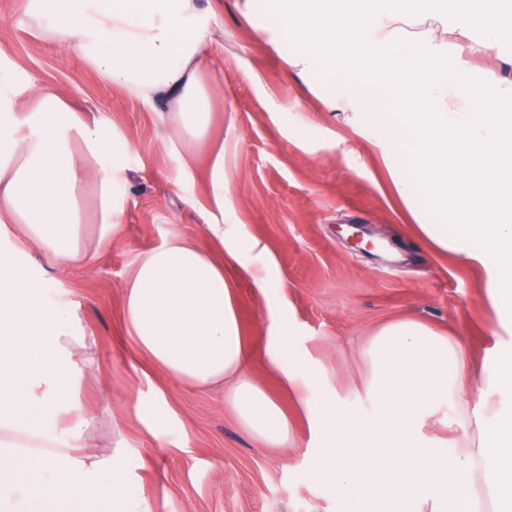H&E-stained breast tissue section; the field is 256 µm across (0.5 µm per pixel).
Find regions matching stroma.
<instances>
[{
	"label": "stroma",
	"mask_w": 512,
	"mask_h": 512,
	"mask_svg": "<svg viewBox=\"0 0 512 512\" xmlns=\"http://www.w3.org/2000/svg\"><path fill=\"white\" fill-rule=\"evenodd\" d=\"M197 6L216 10L224 45L206 49L199 60L204 83L218 94L206 141L190 158L163 146L159 114L173 110V99L145 101L101 82L77 53L40 34L28 0H0V79L17 99L36 85L66 91L131 147L119 229L93 263L64 273L31 267L33 247L11 224L0 226V258L31 268L45 301L73 310L93 336L98 371L80 394L98 419L93 442L108 450L113 427H120L131 445L126 468L133 487L156 501L157 512H338L313 470L311 451L321 440L263 355L247 374L287 412L291 444L285 448L254 440L223 390H200L157 369L127 331L122 285L144 252L180 236L224 255L222 243L208 236L203 213L211 204L210 152L224 150L225 230L256 243L229 272L241 324L260 350L265 302L249 272L266 268L287 285L293 357L326 375V388L308 394L313 403L334 388L345 407L371 413L357 383L366 371L361 348L383 324L422 321L481 359L512 346V316L492 307L481 265L436 250L421 236L414 215L427 213L426 200L419 195L406 206L374 139L361 136L344 112L324 107L323 98L343 93L348 75L285 70L281 57L293 47L279 38L278 22L258 30L260 6L245 8L244 0H197ZM477 40L456 32L448 51L472 78L511 86L512 49L500 40L483 48ZM188 162L196 170L191 182L181 179ZM355 224L379 250L355 246ZM159 392L176 424L156 435L133 405Z\"/></svg>",
	"instance_id": "1"
}]
</instances>
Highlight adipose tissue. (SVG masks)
Instances as JSON below:
<instances>
[{
  "instance_id": "ef3b65f1",
  "label": "adipose tissue",
  "mask_w": 512,
  "mask_h": 512,
  "mask_svg": "<svg viewBox=\"0 0 512 512\" xmlns=\"http://www.w3.org/2000/svg\"><path fill=\"white\" fill-rule=\"evenodd\" d=\"M43 33L78 52L105 83L150 99L173 95L161 115L171 148L194 151L210 124L212 94L197 61L213 41V21L196 0H29ZM129 149L90 111L65 94L33 89L17 103L0 84V224L16 225L43 260L60 270L91 263L81 239L83 197H90L99 247L112 243L121 196L120 158ZM216 209L207 222L229 259L249 241L229 235L224 208V155L209 161ZM252 277L268 295L265 348L282 385L300 400L312 428L325 438L314 471L343 505L360 512L375 497L380 512H512V355L473 367L456 341L417 320L380 327L363 348L364 390L372 415L342 407L336 393L318 406L306 393L314 381L285 363L291 335L283 292L262 271ZM124 318L139 352L180 381L229 383V402L257 440L282 447L290 438L286 412L245 374L252 343L240 325L235 290L224 264L195 244L174 238L145 252L130 268ZM93 339L74 313L47 304L36 282L0 260V512H53L73 476L95 501L103 476L112 479L108 512H156L131 495L124 468L129 446L115 435L109 454L89 448L95 419L79 402L96 368ZM449 406L452 418L440 417ZM439 418L451 438L426 437ZM50 480L54 498L35 485Z\"/></svg>"
}]
</instances>
